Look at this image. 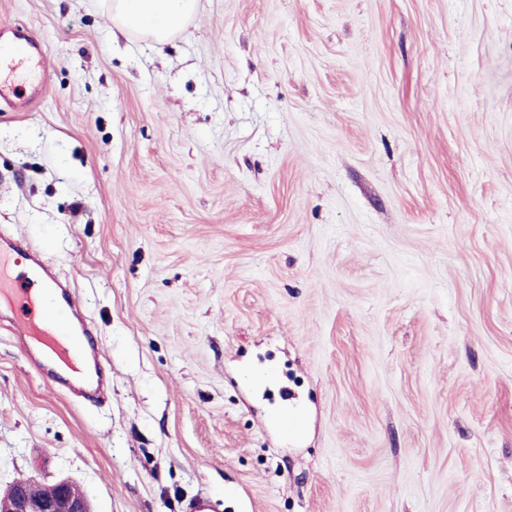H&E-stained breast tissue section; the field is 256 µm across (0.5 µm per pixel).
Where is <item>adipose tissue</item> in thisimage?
<instances>
[{"mask_svg": "<svg viewBox=\"0 0 512 512\" xmlns=\"http://www.w3.org/2000/svg\"><path fill=\"white\" fill-rule=\"evenodd\" d=\"M112 21L121 33L141 27L153 45H166L196 12L197 0H106Z\"/></svg>", "mask_w": 512, "mask_h": 512, "instance_id": "obj_1", "label": "adipose tissue"}]
</instances>
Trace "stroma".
<instances>
[{
  "label": "stroma",
  "mask_w": 512,
  "mask_h": 512,
  "mask_svg": "<svg viewBox=\"0 0 512 512\" xmlns=\"http://www.w3.org/2000/svg\"><path fill=\"white\" fill-rule=\"evenodd\" d=\"M15 32L48 78L0 104V229L112 387L76 402L0 312V493L512 512V0H200L159 49L103 0H0Z\"/></svg>",
  "instance_id": "stroma-1"
}]
</instances>
